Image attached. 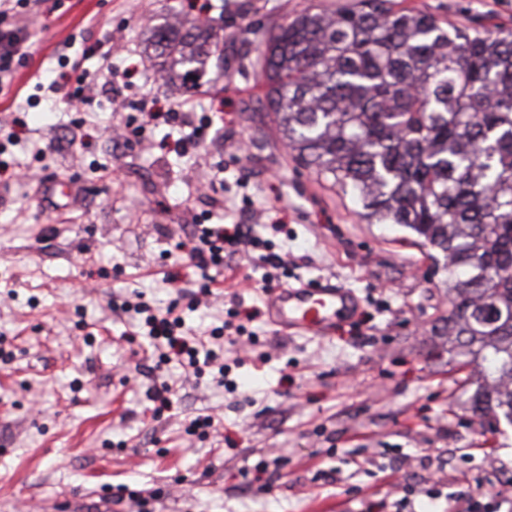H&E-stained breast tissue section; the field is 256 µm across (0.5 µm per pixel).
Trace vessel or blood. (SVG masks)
I'll list each match as a JSON object with an SVG mask.
<instances>
[{
    "label": "vessel or blood",
    "mask_w": 512,
    "mask_h": 512,
    "mask_svg": "<svg viewBox=\"0 0 512 512\" xmlns=\"http://www.w3.org/2000/svg\"><path fill=\"white\" fill-rule=\"evenodd\" d=\"M267 307L272 324L283 332L324 337L337 322L355 316L359 304L350 290L327 281L271 289Z\"/></svg>",
    "instance_id": "1"
}]
</instances>
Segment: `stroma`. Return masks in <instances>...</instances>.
<instances>
[{"instance_id": "35a3bbf8", "label": "stroma", "mask_w": 512, "mask_h": 512, "mask_svg": "<svg viewBox=\"0 0 512 512\" xmlns=\"http://www.w3.org/2000/svg\"><path fill=\"white\" fill-rule=\"evenodd\" d=\"M356 0H40L28 25L29 56L0 94V121L26 128L0 147V512H463L468 499L512 502V430L474 428L462 366L439 325L451 309L443 272L402 228L368 224L358 204L285 146L257 79L262 31L316 8ZM441 23L512 28V0H398ZM215 21L224 80L189 87L161 79L144 53L153 26ZM137 52L135 74L99 92L84 111L50 85L95 74L102 52ZM176 121L119 112L115 97L145 93ZM134 125L132 144L112 133ZM196 152L183 153L182 139ZM223 168L213 195L200 186ZM71 181L75 201L44 196L46 180ZM251 222L272 252L294 262L278 285L330 280L350 288L358 315L331 335L285 336L264 311L265 268L217 274L213 298L188 305L198 272L176 263L195 225ZM240 293L258 316L256 344L226 352L227 392L211 375L156 366L153 345L128 341L135 313L112 305L143 299L174 310L187 330L221 326ZM171 384L154 417L148 390ZM212 416L207 435L189 422ZM269 461L271 480L240 472ZM142 491L144 504L112 489Z\"/></svg>"}]
</instances>
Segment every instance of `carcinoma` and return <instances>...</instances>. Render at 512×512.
<instances>
[{"label": "carcinoma", "instance_id": "1", "mask_svg": "<svg viewBox=\"0 0 512 512\" xmlns=\"http://www.w3.org/2000/svg\"><path fill=\"white\" fill-rule=\"evenodd\" d=\"M212 25L152 28L167 78L212 69ZM298 160L440 254L457 355L485 368L466 404L512 425V30L447 28L393 0L308 9L271 30L257 74Z\"/></svg>", "mask_w": 512, "mask_h": 512}]
</instances>
